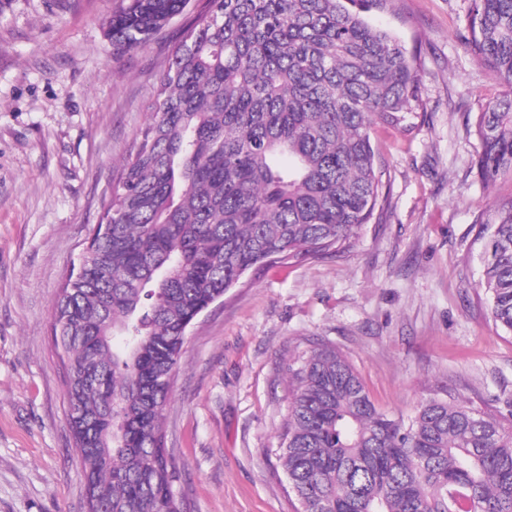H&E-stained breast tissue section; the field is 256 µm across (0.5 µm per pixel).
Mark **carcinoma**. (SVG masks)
<instances>
[{"label":"carcinoma","instance_id":"1","mask_svg":"<svg viewBox=\"0 0 512 512\" xmlns=\"http://www.w3.org/2000/svg\"><path fill=\"white\" fill-rule=\"evenodd\" d=\"M191 0H124L116 49ZM391 0H202L158 72L150 119L54 304L88 512H184L166 452L188 328L245 273L351 242L384 209L370 137L416 111L414 56L369 13ZM468 46L511 87L472 123L483 180L512 177V0H473ZM478 283L512 334V198ZM280 466L300 512H512V426L455 399L404 421L333 345L288 365Z\"/></svg>","mask_w":512,"mask_h":512}]
</instances>
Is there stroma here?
Instances as JSON below:
<instances>
[{
	"instance_id": "obj_1",
	"label": "stroma",
	"mask_w": 512,
	"mask_h": 512,
	"mask_svg": "<svg viewBox=\"0 0 512 512\" xmlns=\"http://www.w3.org/2000/svg\"><path fill=\"white\" fill-rule=\"evenodd\" d=\"M122 0H0V512H87L51 335L55 297L149 118L190 14L144 47L105 35ZM471 0H394L369 16L417 57L410 125H374L389 204L353 243L271 262L190 327L165 411L186 512H297L275 455L289 361L341 350L404 418L460 399L512 421V335L478 283L480 222L512 196L485 185L469 123L504 84L464 38Z\"/></svg>"
}]
</instances>
